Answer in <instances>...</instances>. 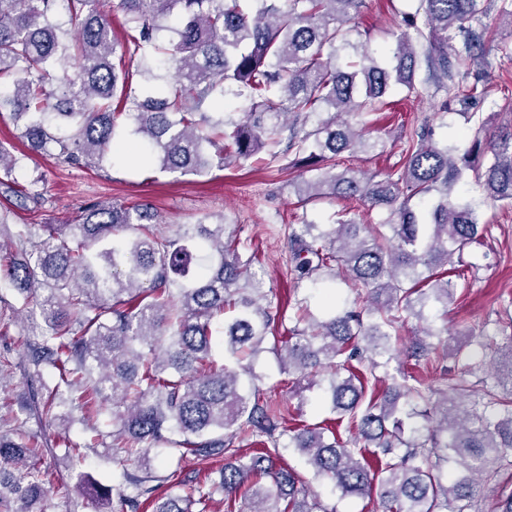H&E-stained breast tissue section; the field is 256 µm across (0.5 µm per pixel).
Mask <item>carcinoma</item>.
I'll return each mask as SVG.
<instances>
[{
    "label": "carcinoma",
    "mask_w": 512,
    "mask_h": 512,
    "mask_svg": "<svg viewBox=\"0 0 512 512\" xmlns=\"http://www.w3.org/2000/svg\"><path fill=\"white\" fill-rule=\"evenodd\" d=\"M99 4L0 0V81L9 80L0 112L20 123L16 139L27 149L88 168L116 144L143 146L151 148L146 162L205 178L262 150L275 160L284 143L294 164H325L317 179L301 181L300 206L326 195L356 198L389 217L379 226L348 216L291 230L294 283L341 278L364 291L349 310L280 331L222 218L167 235L146 205L92 204L76 224L19 228L21 258L3 272L45 323L29 365L56 376L35 413L64 428L75 412L109 411L110 434L64 441V455L78 466L109 436L107 454L133 489L81 473L79 492L104 505L114 496L130 512H191L216 494L240 502L237 512H326L279 464L286 436L316 477L344 496L376 498L377 512H476L482 480L497 482L493 512H512V487L499 480L512 470V334L485 337L492 362L505 359L508 370L491 372L476 399L456 374L434 389L407 372L365 398L409 320L425 336L441 335L433 313L447 311L457 287L448 273L463 276L455 263L489 228L456 187L472 176L487 200L512 203V130L476 135L462 154L415 131L396 171L336 170L343 153L374 148L340 117L381 111L394 84L415 90L420 66L451 100L468 105L484 95L466 79L488 64L490 0H418L402 16L406 29L387 65L347 39L362 0H120L132 31L124 43L112 38ZM349 45L354 60L341 66ZM125 56L137 59L140 94L115 62ZM229 91L249 106L237 120L213 119L209 110ZM323 107L332 113L321 116ZM24 158L0 142V169L12 172ZM416 197L428 198L426 208L411 206ZM267 344L296 381L329 377L325 400L354 436L342 439L334 421L284 426L289 408L266 396L253 369ZM171 435L180 459L224 461L218 479L183 495L157 494L168 477L156 472L155 447ZM39 439L25 434L23 421L0 432V512H43V460L53 449Z\"/></svg>",
    "instance_id": "cac0c4a2"
}]
</instances>
